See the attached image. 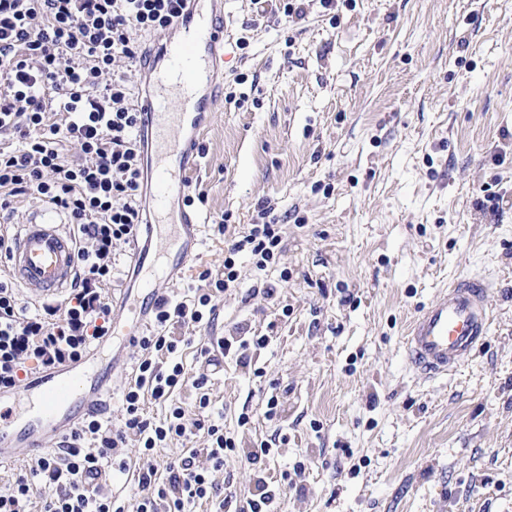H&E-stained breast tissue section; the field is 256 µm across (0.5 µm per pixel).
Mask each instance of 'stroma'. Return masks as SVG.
<instances>
[{
	"label": "stroma",
	"instance_id": "1",
	"mask_svg": "<svg viewBox=\"0 0 512 512\" xmlns=\"http://www.w3.org/2000/svg\"><path fill=\"white\" fill-rule=\"evenodd\" d=\"M303 9L224 0V96L189 187L206 245L193 276L157 282L185 298L197 271L223 268L225 236L246 235L261 206L279 218L277 264L241 252L213 319L176 328L189 373L212 350L225 431L271 449L225 457L224 512L264 484L274 512H512V0ZM464 275L490 284L491 333L457 371L422 378L406 326ZM233 336L268 342L243 365L215 350ZM99 353L115 364L118 428L140 349L116 338ZM203 445L150 461L125 448L112 486L134 496L139 469Z\"/></svg>",
	"mask_w": 512,
	"mask_h": 512
}]
</instances>
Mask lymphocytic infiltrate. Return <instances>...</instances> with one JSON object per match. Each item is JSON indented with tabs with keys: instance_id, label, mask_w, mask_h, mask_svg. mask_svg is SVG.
I'll list each match as a JSON object with an SVG mask.
<instances>
[{
	"instance_id": "lymphocytic-infiltrate-1",
	"label": "lymphocytic infiltrate",
	"mask_w": 512,
	"mask_h": 512,
	"mask_svg": "<svg viewBox=\"0 0 512 512\" xmlns=\"http://www.w3.org/2000/svg\"><path fill=\"white\" fill-rule=\"evenodd\" d=\"M182 7V0H0V211L23 197L63 211L78 269L61 304L34 309L0 274V392L80 361L112 333L105 290L121 275L114 249L136 239L143 224V120L129 103L124 70L140 56L136 33L170 28ZM71 145L77 155L67 154ZM280 244L277 222L253 225L228 244L222 273L200 271L192 299L163 298L156 331L138 340L122 427L83 420L67 448L31 461L0 488V512H28L34 502L38 512H126L125 498L105 478L125 470L122 450L131 442L151 457L193 431L207 437L206 447L188 449L165 470H140L135 512H194L219 496L213 475L226 454L254 463L268 456L265 445L238 450L214 420L210 376H188L178 358L188 340L172 329L214 314L218 298L237 283L239 252L249 251L262 270L277 260ZM187 384L196 392L193 409L171 404L163 419L145 415V396L169 401Z\"/></svg>"
}]
</instances>
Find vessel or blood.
<instances>
[{"instance_id":"vessel-or-blood-1","label":"vessel or blood","mask_w":512,"mask_h":512,"mask_svg":"<svg viewBox=\"0 0 512 512\" xmlns=\"http://www.w3.org/2000/svg\"><path fill=\"white\" fill-rule=\"evenodd\" d=\"M173 38L140 61L156 85L155 93L138 99L144 114L142 138L156 161L151 166L155 212L180 202L179 221L164 275L182 277L204 242V224L185 203L189 175L199 163V138L208 114L224 87V0H188L174 23ZM74 242L52 218L25 224L7 254L14 283L37 301L61 297L74 273ZM139 303L129 305L113 330L133 346L150 326L161 294L153 281H140ZM488 282L479 276L455 280L435 302L409 323L405 336L408 364L425 378L455 371L491 330ZM112 365L91 359L42 375L27 384L36 405L14 419L0 418V464L19 450L37 451L61 443L88 416L108 409Z\"/></svg>"}]
</instances>
